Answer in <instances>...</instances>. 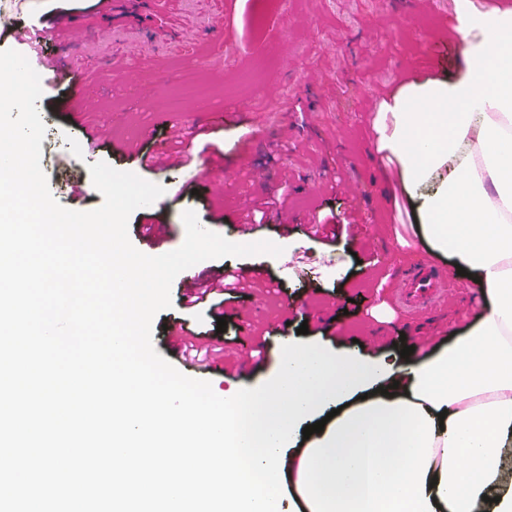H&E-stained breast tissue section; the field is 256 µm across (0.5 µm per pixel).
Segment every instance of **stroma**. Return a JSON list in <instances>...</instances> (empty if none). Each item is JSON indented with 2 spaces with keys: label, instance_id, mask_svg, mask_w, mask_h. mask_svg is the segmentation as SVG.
Returning <instances> with one entry per match:
<instances>
[{
  "label": "stroma",
  "instance_id": "1",
  "mask_svg": "<svg viewBox=\"0 0 512 512\" xmlns=\"http://www.w3.org/2000/svg\"><path fill=\"white\" fill-rule=\"evenodd\" d=\"M454 0L435 7L419 0H279L263 12L261 0H154V29L141 23L108 24L98 0H0V50L10 32L33 13L55 24L64 14L94 28L92 39L69 47L70 68L81 84L43 86L37 102L46 140L55 142L69 171L67 181L48 175L52 196L74 211L98 208L89 164L104 161L158 184L165 193L135 210L128 237L158 256L185 239L182 215L194 210L200 224L239 242L233 226L253 220V241L269 240L283 254L228 256L195 264L207 275L224 268H257L262 280L233 290L224 303L225 332H216L207 307L173 304L153 321L154 334L182 320L202 344L223 352L224 364L204 376L216 394L253 388L274 376L283 345L307 325L306 341L329 350L353 349L394 359L397 342L426 356L419 339L447 340L459 329L456 312L414 318L396 299L401 268L425 263L416 206L437 180L406 190L400 166L379 147L376 124L406 86L428 80L479 79L464 52L443 32ZM192 73L211 89L206 108L183 97L180 75ZM179 99L170 112L152 111L157 96ZM95 112L75 124L85 99ZM122 112V125L112 115ZM181 124L179 137L170 134ZM152 153L160 169L142 165ZM223 163L215 182L200 171L203 159ZM267 168L266 187L255 186L248 164ZM82 192H72V185ZM296 222L283 227L277 199Z\"/></svg>",
  "mask_w": 512,
  "mask_h": 512
}]
</instances>
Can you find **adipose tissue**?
Returning a JSON list of instances; mask_svg holds the SVG:
<instances>
[{"label": "adipose tissue", "instance_id": "ef3b65f1", "mask_svg": "<svg viewBox=\"0 0 512 512\" xmlns=\"http://www.w3.org/2000/svg\"><path fill=\"white\" fill-rule=\"evenodd\" d=\"M485 84L464 79L404 88L381 146L407 187L453 162L423 198L431 254L477 278L480 309L464 331L343 401L288 460L298 512H512V15L467 27Z\"/></svg>", "mask_w": 512, "mask_h": 512}]
</instances>
